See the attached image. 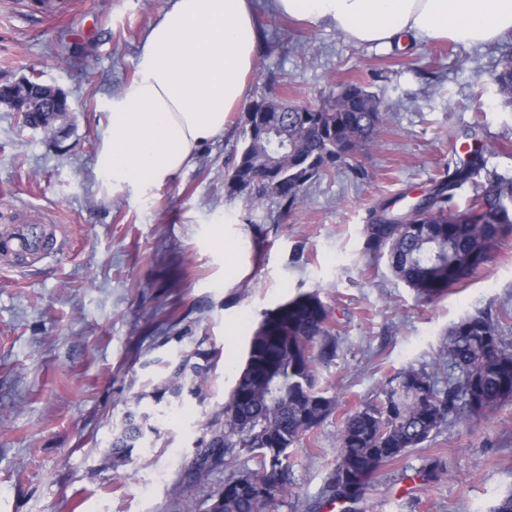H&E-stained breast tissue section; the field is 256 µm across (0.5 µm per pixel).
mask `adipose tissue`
<instances>
[{
  "mask_svg": "<svg viewBox=\"0 0 512 512\" xmlns=\"http://www.w3.org/2000/svg\"><path fill=\"white\" fill-rule=\"evenodd\" d=\"M347 40L420 39L486 45L512 32V0H273ZM258 43L253 0H172L142 39L137 78L113 96L95 176L145 191L188 167L245 103Z\"/></svg>",
  "mask_w": 512,
  "mask_h": 512,
  "instance_id": "1",
  "label": "adipose tissue"
}]
</instances>
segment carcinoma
Here are the masks:
<instances>
[{
	"instance_id": "1",
	"label": "carcinoma",
	"mask_w": 512,
	"mask_h": 512,
	"mask_svg": "<svg viewBox=\"0 0 512 512\" xmlns=\"http://www.w3.org/2000/svg\"><path fill=\"white\" fill-rule=\"evenodd\" d=\"M504 103L512 107V50L493 73ZM45 84L36 72L26 78L19 99L27 124L45 126ZM267 111L244 121L242 147L228 169L224 187L259 204L275 197L287 211L304 199L317 178L332 174L373 142L389 107L358 80L338 86L319 104ZM464 159L446 169L433 191L399 211L384 204L366 226L365 249L387 258L394 275L425 302L436 301L490 262L495 249L512 237V176L488 173L487 184L468 200L458 190L484 168L491 146L466 134ZM335 321L317 292L304 293L264 316L250 336L244 364L227 401L202 424L192 470L182 486L202 484L209 472L246 455L254 467L232 473L206 499L205 512H270L288 506L292 449L303 447L314 429L334 415L339 403L321 383L319 366L337 356ZM219 360V352L197 348L180 355L151 391L134 399L121 431L112 439V468L125 465L136 448L160 437L149 415L136 411L142 399L157 404L198 397ZM444 373L448 387H437ZM512 402V343L491 312L466 315L448 327L428 372L412 366L389 378L379 400L346 412L337 432L338 458L326 481L331 501L355 512L364 489L382 467L422 447L449 421L480 419ZM448 472L447 462L426 459L415 469L422 484Z\"/></svg>"
}]
</instances>
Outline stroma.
Returning <instances> with one entry per match:
<instances>
[{
	"label": "stroma",
	"instance_id": "35a3bbf8",
	"mask_svg": "<svg viewBox=\"0 0 512 512\" xmlns=\"http://www.w3.org/2000/svg\"><path fill=\"white\" fill-rule=\"evenodd\" d=\"M0 0V85L39 70L72 107L50 140L0 105V225L23 213L50 224L62 250L0 265V512H203L228 467L180 489L195 460L199 422L227 398L265 312L316 291L336 323V358L321 366L339 414L292 457L288 507L328 512L342 412L372 402L411 365L432 369L444 334L481 310L512 341V237L444 298L425 303L365 250L366 224L428 194L454 158L450 131L481 124L488 171L512 174V108L491 74L512 34L482 47L405 38L357 44L336 30L255 0L260 39L248 103L319 102L356 79L389 104L380 136L315 181L296 209L224 189L242 142L243 112L190 166L147 193L106 192L95 180L107 98L136 75L140 40L170 0ZM221 357L200 398L149 399V364L196 347ZM142 395L161 436L111 465L112 434ZM439 455L449 474L426 487L405 479ZM512 493V404L460 419L384 467L358 512H491Z\"/></svg>",
	"mask_w": 512,
	"mask_h": 512
}]
</instances>
